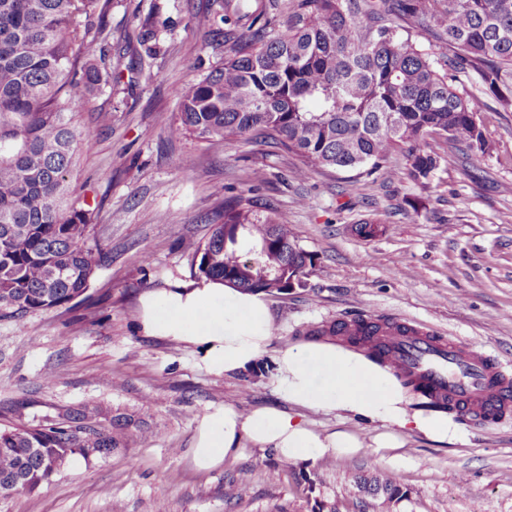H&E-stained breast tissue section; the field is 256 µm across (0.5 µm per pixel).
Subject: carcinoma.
Returning <instances> with one entry per match:
<instances>
[{
	"instance_id": "carcinoma-1",
	"label": "carcinoma",
	"mask_w": 512,
	"mask_h": 512,
	"mask_svg": "<svg viewBox=\"0 0 512 512\" xmlns=\"http://www.w3.org/2000/svg\"><path fill=\"white\" fill-rule=\"evenodd\" d=\"M115 0H0V318L57 308L87 295L96 258L89 229L99 207L71 200L70 177L91 130L77 117L135 51L161 52L154 13L116 45L102 38ZM459 50L489 90L512 100V0H212L206 45L221 64L178 91L172 136L262 139L294 153L303 180L326 169L378 170L406 148L408 175L427 185L442 157L430 139L483 152V99L439 73L400 22ZM193 275L277 295L305 285L314 266L274 208L247 189L224 195L223 215L204 242L187 241ZM0 428V495L35 491L79 454L125 447L127 413L112 429L86 420Z\"/></svg>"
}]
</instances>
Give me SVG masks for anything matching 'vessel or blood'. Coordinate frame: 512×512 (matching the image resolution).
Masks as SVG:
<instances>
[{
  "label": "vessel or blood",
  "mask_w": 512,
  "mask_h": 512,
  "mask_svg": "<svg viewBox=\"0 0 512 512\" xmlns=\"http://www.w3.org/2000/svg\"><path fill=\"white\" fill-rule=\"evenodd\" d=\"M336 332L383 356L391 371L460 409L465 418L495 422L512 415V372L492 356L396 318L340 320Z\"/></svg>",
  "instance_id": "1"
}]
</instances>
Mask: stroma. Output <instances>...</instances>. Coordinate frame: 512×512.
<instances>
[{"instance_id":"35a3bbf8","label":"stroma","mask_w":512,"mask_h":512,"mask_svg":"<svg viewBox=\"0 0 512 512\" xmlns=\"http://www.w3.org/2000/svg\"><path fill=\"white\" fill-rule=\"evenodd\" d=\"M139 3L155 12L165 52L144 60L139 76L116 75L85 106L79 119L92 137L71 175L76 197L103 203L88 240L99 251L89 287L99 303L89 311L76 298L18 322L0 319V425L59 420L87 405L100 409L97 427L120 412L141 428L112 455L0 497V512H155L161 501L167 512H512V419L452 414L441 440L292 405L289 413L316 433L344 430L369 443L393 431L400 445L293 462L275 481L273 455L250 444L216 469H196L190 451L200 418L226 405H278L273 376L212 373L195 348L145 335L139 321L143 293L191 280L183 244L210 236L225 188L242 190L256 174L259 196L314 256L304 287L267 299L276 330L263 362L324 323L375 316L410 320L512 370V105L482 93L473 71H459L457 89L485 101L478 122L489 152L434 138L445 162L426 188L408 176L400 151L371 175L326 170L297 181L296 156L270 144L169 137L177 91L218 61L205 46L209 0ZM102 108L112 113L104 126L96 123ZM188 152L195 166L180 169ZM371 219L382 234L360 238L356 224ZM144 251L150 263L140 262ZM363 477L393 481L397 491L364 494Z\"/></svg>"}]
</instances>
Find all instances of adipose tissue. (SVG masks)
Returning <instances> with one entry per match:
<instances>
[{"instance_id": "obj_1", "label": "adipose tissue", "mask_w": 512, "mask_h": 512, "mask_svg": "<svg viewBox=\"0 0 512 512\" xmlns=\"http://www.w3.org/2000/svg\"><path fill=\"white\" fill-rule=\"evenodd\" d=\"M140 326L198 349L213 373L233 375L255 365L273 338L272 312L261 293L202 278L149 291L141 299ZM387 369L358 358L331 342H307L282 349L274 359V391L280 406L244 413L232 406L200 419L192 448L196 469L207 471L238 458L245 443L273 452L282 461L317 462L362 450L353 434L320 435L288 412V405L342 410L414 426L432 436L448 434L447 421L409 414L389 384Z\"/></svg>"}]
</instances>
